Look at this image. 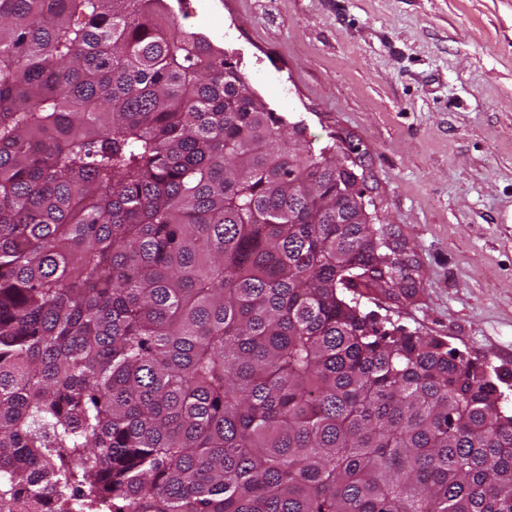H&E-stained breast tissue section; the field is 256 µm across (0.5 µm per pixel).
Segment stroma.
<instances>
[{"label": "stroma", "mask_w": 512, "mask_h": 512, "mask_svg": "<svg viewBox=\"0 0 512 512\" xmlns=\"http://www.w3.org/2000/svg\"><path fill=\"white\" fill-rule=\"evenodd\" d=\"M322 146L340 136L418 267L363 305L512 372V0H166Z\"/></svg>", "instance_id": "35a3bbf8"}]
</instances>
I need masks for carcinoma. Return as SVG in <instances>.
<instances>
[{
    "label": "carcinoma",
    "instance_id": "cac0c4a2",
    "mask_svg": "<svg viewBox=\"0 0 512 512\" xmlns=\"http://www.w3.org/2000/svg\"><path fill=\"white\" fill-rule=\"evenodd\" d=\"M164 0H0V512H512V375L388 326L337 143Z\"/></svg>",
    "mask_w": 512,
    "mask_h": 512
}]
</instances>
